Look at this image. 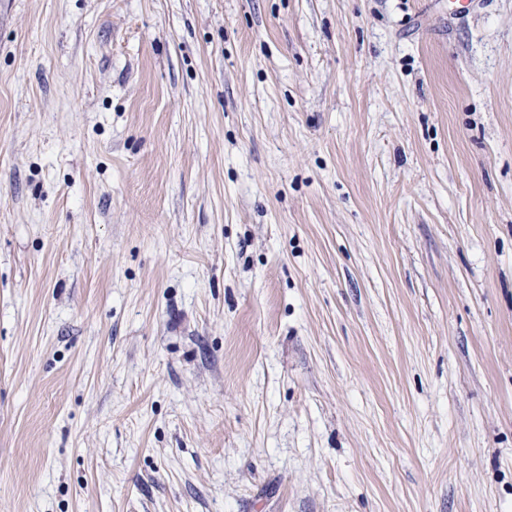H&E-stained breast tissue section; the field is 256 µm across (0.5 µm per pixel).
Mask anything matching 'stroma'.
Segmentation results:
<instances>
[{"label": "stroma", "instance_id": "35a3bbf8", "mask_svg": "<svg viewBox=\"0 0 512 512\" xmlns=\"http://www.w3.org/2000/svg\"><path fill=\"white\" fill-rule=\"evenodd\" d=\"M0 0V512H512V0Z\"/></svg>", "mask_w": 512, "mask_h": 512}]
</instances>
